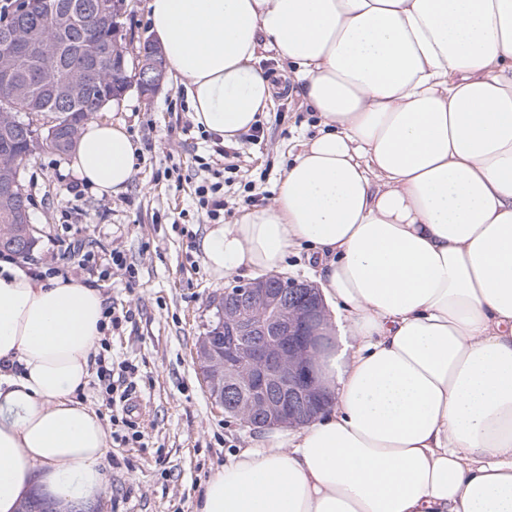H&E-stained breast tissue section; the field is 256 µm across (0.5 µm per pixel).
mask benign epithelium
<instances>
[{
  "instance_id": "obj_1",
  "label": "benign epithelium",
  "mask_w": 512,
  "mask_h": 512,
  "mask_svg": "<svg viewBox=\"0 0 512 512\" xmlns=\"http://www.w3.org/2000/svg\"><path fill=\"white\" fill-rule=\"evenodd\" d=\"M21 13L41 14L48 27L38 33L21 24L0 29L5 51L0 55V79L9 84L19 99L29 96L30 87L13 78L17 57L36 54L46 59L59 57L57 28L82 8L74 0H21ZM124 0H101L97 6L102 22L121 16ZM167 74L164 54L154 42L143 44L129 83L144 95L163 85ZM67 99L81 98L92 90L87 72L71 73L59 85ZM26 191L19 173L0 171V200L16 206L20 230L1 235L25 255L35 242L28 219ZM224 331L200 337L195 362L208 392L224 414L241 420L256 431L271 426L304 425L328 402L316 371L325 305L320 290L308 282L277 275L261 277L224 290L220 307Z\"/></svg>"
}]
</instances>
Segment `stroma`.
I'll return each mask as SVG.
<instances>
[{
  "label": "stroma",
  "mask_w": 512,
  "mask_h": 512,
  "mask_svg": "<svg viewBox=\"0 0 512 512\" xmlns=\"http://www.w3.org/2000/svg\"><path fill=\"white\" fill-rule=\"evenodd\" d=\"M121 30L127 57L135 59L151 37L146 0H127ZM97 117L124 125L139 148L126 191L85 190L79 212H68L67 188L75 179L70 155L31 157L21 179L37 246L21 265H68L72 241L80 238L100 259L116 250L135 268L132 277L114 266L104 277L71 273L131 311L107 340L115 360L138 369L132 418L143 436L128 445L111 443L109 493L95 512H193L208 475L252 434L215 406L196 369V342L213 319L212 301L242 277L214 279L204 264L199 243L210 220L198 210L194 189L204 180L223 182L228 224L248 201L272 203L292 154L316 133V118L299 93H282L253 132L227 145L226 157L217 160L213 141L202 139L192 120L181 79L166 77L149 99L130 88Z\"/></svg>",
  "instance_id": "obj_1"
}]
</instances>
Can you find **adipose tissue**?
<instances>
[{"mask_svg":"<svg viewBox=\"0 0 512 512\" xmlns=\"http://www.w3.org/2000/svg\"><path fill=\"white\" fill-rule=\"evenodd\" d=\"M192 119L224 141L273 102V50L318 115L266 207L210 225L222 279L299 246L331 305L332 398L207 479L194 512H512V0H148ZM137 146L88 122L73 153L125 192ZM104 298L0 262V512L107 494L108 435L77 400Z\"/></svg>","mask_w":512,"mask_h":512,"instance_id":"obj_1","label":"adipose tissue"}]
</instances>
